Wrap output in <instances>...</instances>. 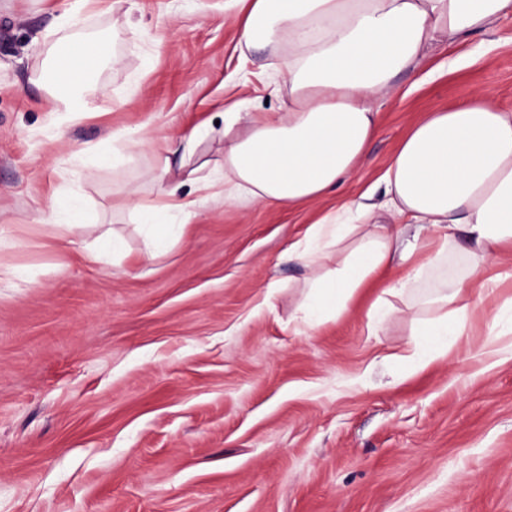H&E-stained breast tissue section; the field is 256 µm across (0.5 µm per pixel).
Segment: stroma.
I'll list each match as a JSON object with an SVG mask.
<instances>
[{
    "mask_svg": "<svg viewBox=\"0 0 512 512\" xmlns=\"http://www.w3.org/2000/svg\"><path fill=\"white\" fill-rule=\"evenodd\" d=\"M72 4L0 0V512H512V320L491 323L512 257L490 305L460 297L469 334L433 359L415 332L435 288L478 276L465 242L379 323L372 282L304 324L311 271L281 259L324 212L383 201L426 112L477 86L512 111V19L396 75L361 170L318 204L226 207L189 185L192 223L155 250L122 207L154 199V155L112 166L113 133L161 144L287 95L269 51L241 52L229 0H128L79 14L110 58L89 113L53 111L47 61L81 35L60 23ZM75 193L120 252L87 262L45 223Z\"/></svg>",
    "mask_w": 512,
    "mask_h": 512,
    "instance_id": "stroma-1",
    "label": "stroma"
}]
</instances>
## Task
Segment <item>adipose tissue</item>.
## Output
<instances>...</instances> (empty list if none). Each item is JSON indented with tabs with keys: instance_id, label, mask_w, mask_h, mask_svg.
Instances as JSON below:
<instances>
[{
	"instance_id": "adipose-tissue-1",
	"label": "adipose tissue",
	"mask_w": 512,
	"mask_h": 512,
	"mask_svg": "<svg viewBox=\"0 0 512 512\" xmlns=\"http://www.w3.org/2000/svg\"><path fill=\"white\" fill-rule=\"evenodd\" d=\"M243 47L273 49L282 61L288 106L282 112L232 113L224 121L225 204L319 203L358 171L379 125L377 102L395 75L414 70L428 45L453 46L465 35L512 18V0H240ZM86 41L54 62L58 111L89 112L90 83L78 71ZM205 132L193 129L177 143L155 146L141 135L134 146L156 155L152 181L158 204L128 198L126 206L162 243L160 219L180 224L193 212L181 189L213 184L199 168L172 171L171 154L191 158ZM387 221L358 201L322 215L286 258L320 266L308 283L305 320L319 324L343 308L356 289L379 274L401 269L387 295L408 292L426 261L447 256L464 240L473 256L495 262L512 254V113L483 87L457 105L427 113L402 138L383 175ZM407 220L416 240L395 223ZM467 316L440 315L419 329L432 351L445 352L466 332Z\"/></svg>"
}]
</instances>
